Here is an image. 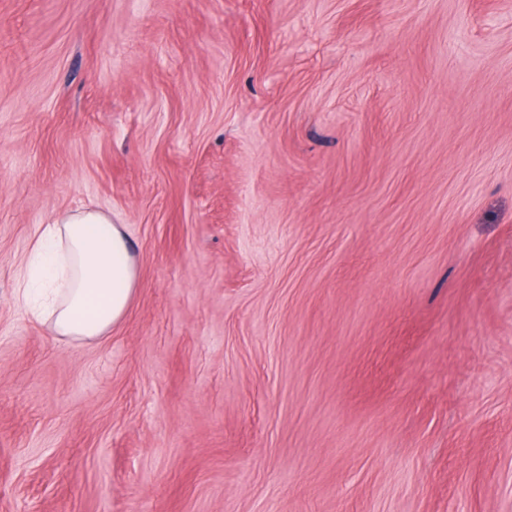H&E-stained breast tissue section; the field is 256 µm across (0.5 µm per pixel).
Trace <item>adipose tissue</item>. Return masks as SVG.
Listing matches in <instances>:
<instances>
[{"label":"adipose tissue","instance_id":"obj_1","mask_svg":"<svg viewBox=\"0 0 512 512\" xmlns=\"http://www.w3.org/2000/svg\"><path fill=\"white\" fill-rule=\"evenodd\" d=\"M138 280L124 225L84 209L39 227L16 293L56 335L86 341L108 335L124 320Z\"/></svg>","mask_w":512,"mask_h":512}]
</instances>
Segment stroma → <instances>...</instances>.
Here are the masks:
<instances>
[{"label": "stroma", "instance_id": "1", "mask_svg": "<svg viewBox=\"0 0 512 512\" xmlns=\"http://www.w3.org/2000/svg\"><path fill=\"white\" fill-rule=\"evenodd\" d=\"M0 512H512V0H0ZM139 271L124 225L84 209L42 224L21 264L17 298L57 336H107L127 315Z\"/></svg>", "mask_w": 512, "mask_h": 512}]
</instances>
